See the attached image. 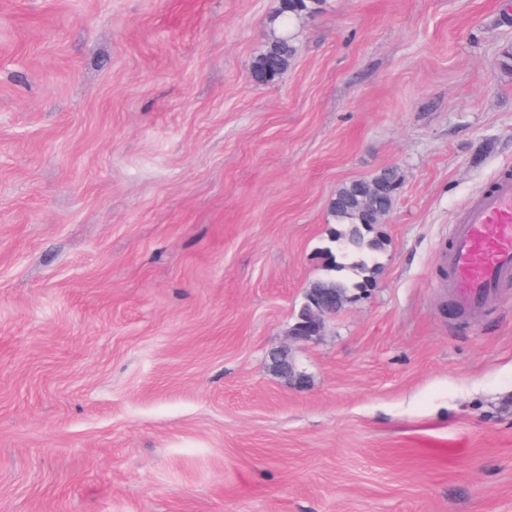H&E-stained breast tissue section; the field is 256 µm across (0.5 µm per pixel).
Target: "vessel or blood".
<instances>
[{
    "mask_svg": "<svg viewBox=\"0 0 512 512\" xmlns=\"http://www.w3.org/2000/svg\"><path fill=\"white\" fill-rule=\"evenodd\" d=\"M439 263L458 308L480 311L499 300L512 280V170L501 169L458 216Z\"/></svg>",
    "mask_w": 512,
    "mask_h": 512,
    "instance_id": "obj_1",
    "label": "vessel or blood"
}]
</instances>
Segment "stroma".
<instances>
[{"label": "stroma", "instance_id": "obj_1", "mask_svg": "<svg viewBox=\"0 0 512 512\" xmlns=\"http://www.w3.org/2000/svg\"><path fill=\"white\" fill-rule=\"evenodd\" d=\"M277 7L0 0V512H512V283L438 266L512 167V0H324L259 84ZM385 167L374 288L290 344ZM284 353L287 354L282 350H274L271 353V357L278 374L285 379L288 384L296 387H304L306 384L304 375L296 371L295 365Z\"/></svg>", "mask_w": 512, "mask_h": 512}]
</instances>
